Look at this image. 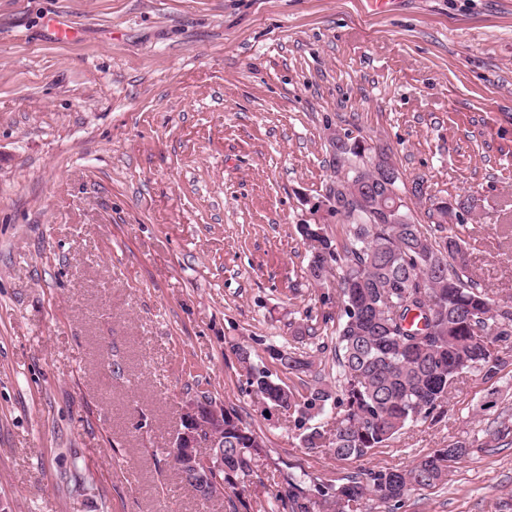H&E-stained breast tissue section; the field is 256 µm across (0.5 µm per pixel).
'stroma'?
Here are the masks:
<instances>
[{
	"label": "stroma",
	"mask_w": 512,
	"mask_h": 512,
	"mask_svg": "<svg viewBox=\"0 0 512 512\" xmlns=\"http://www.w3.org/2000/svg\"><path fill=\"white\" fill-rule=\"evenodd\" d=\"M74 31L61 41L49 21ZM385 149L424 231L464 216L482 284L512 296V0H0V506L6 512H283L288 474L397 470L512 414V373L470 378L438 421L359 460L301 448L234 352L296 390L336 387L337 279L299 225L329 145ZM422 181L423 197L412 196ZM305 323L314 337L296 338ZM312 362L285 373L268 345ZM234 405L267 453L199 500L164 453L183 407ZM512 447L455 464L401 512H496Z\"/></svg>",
	"instance_id": "stroma-1"
}]
</instances>
